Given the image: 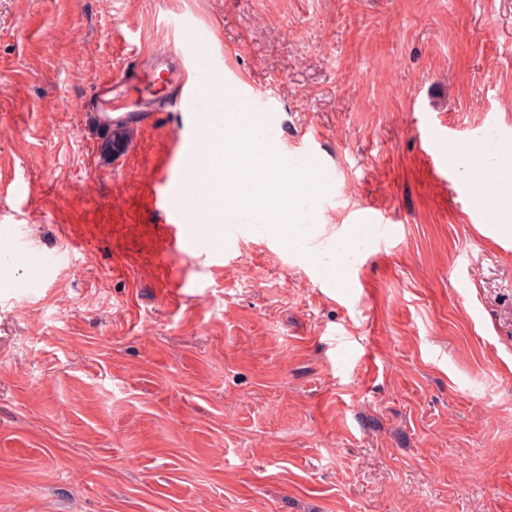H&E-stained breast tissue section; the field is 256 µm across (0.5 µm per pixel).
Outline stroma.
<instances>
[{
    "instance_id": "stroma-1",
    "label": "stroma",
    "mask_w": 512,
    "mask_h": 512,
    "mask_svg": "<svg viewBox=\"0 0 512 512\" xmlns=\"http://www.w3.org/2000/svg\"><path fill=\"white\" fill-rule=\"evenodd\" d=\"M204 34L337 173L307 253L242 224L161 260L152 169L191 113L99 100L145 44ZM122 121L123 149L105 144ZM512 128V0H0V225L54 267L0 288V512H512V242L469 222L417 133ZM385 214L352 288L322 276ZM367 235L361 234L358 229H351L339 236L336 242V261L326 264V268H331V272L340 277L344 274V269L351 263V257L359 246L367 242Z\"/></svg>"
}]
</instances>
